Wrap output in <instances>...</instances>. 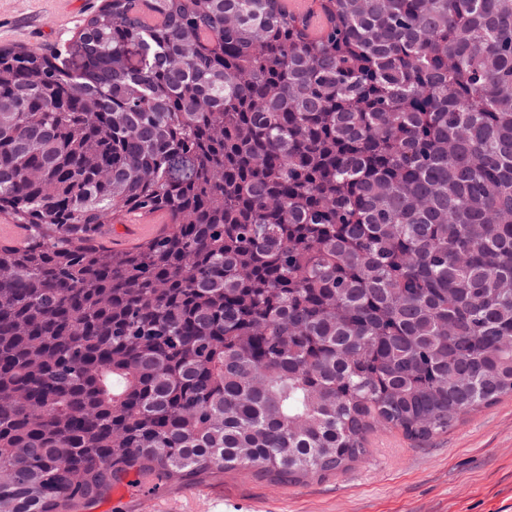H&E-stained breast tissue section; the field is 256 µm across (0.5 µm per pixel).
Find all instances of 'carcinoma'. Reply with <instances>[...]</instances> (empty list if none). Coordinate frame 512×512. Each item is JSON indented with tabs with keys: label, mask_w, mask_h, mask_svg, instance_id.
I'll list each match as a JSON object with an SVG mask.
<instances>
[{
	"label": "carcinoma",
	"mask_w": 512,
	"mask_h": 512,
	"mask_svg": "<svg viewBox=\"0 0 512 512\" xmlns=\"http://www.w3.org/2000/svg\"><path fill=\"white\" fill-rule=\"evenodd\" d=\"M313 2L316 33L106 0L76 64L0 46V512L295 485L512 396V0ZM166 222V216L159 212L146 217L129 215L124 221L129 232L128 239L153 234L161 224Z\"/></svg>",
	"instance_id": "carcinoma-1"
}]
</instances>
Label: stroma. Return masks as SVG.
Segmentation results:
<instances>
[{
	"label": "stroma",
	"instance_id": "35a3bbf8",
	"mask_svg": "<svg viewBox=\"0 0 512 512\" xmlns=\"http://www.w3.org/2000/svg\"><path fill=\"white\" fill-rule=\"evenodd\" d=\"M102 3L0 0V45L51 54L73 42ZM369 448L344 472L288 486L239 470L156 489L133 472L109 495L72 512H512V397L425 442L374 431Z\"/></svg>",
	"mask_w": 512,
	"mask_h": 512
}]
</instances>
